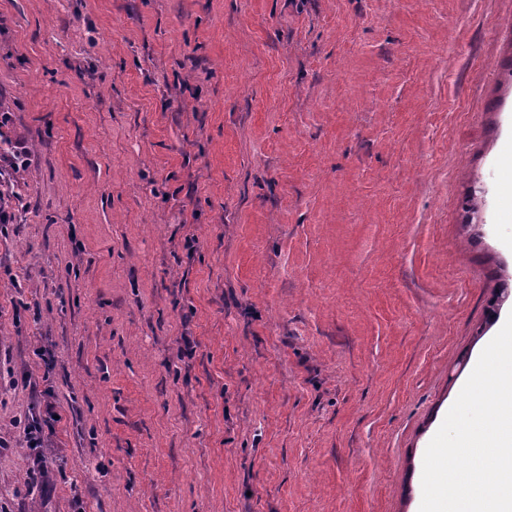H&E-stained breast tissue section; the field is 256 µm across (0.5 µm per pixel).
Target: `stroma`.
<instances>
[{"label": "stroma", "instance_id": "obj_1", "mask_svg": "<svg viewBox=\"0 0 512 512\" xmlns=\"http://www.w3.org/2000/svg\"><path fill=\"white\" fill-rule=\"evenodd\" d=\"M0 106L6 512H418L512 314V0H0ZM2 141V135L0 134ZM30 152L27 147L19 141L13 142L10 139H4L0 147V159L7 163L9 172L13 175L19 174L25 170L30 163ZM55 404L51 400L45 401V418L43 419V424L38 423H30L24 422L23 425V434L26 440L28 447L30 448H45L44 443L48 438V435L53 430V423L56 421L55 419ZM44 426L47 427L48 434L45 435Z\"/></svg>", "mask_w": 512, "mask_h": 512}]
</instances>
